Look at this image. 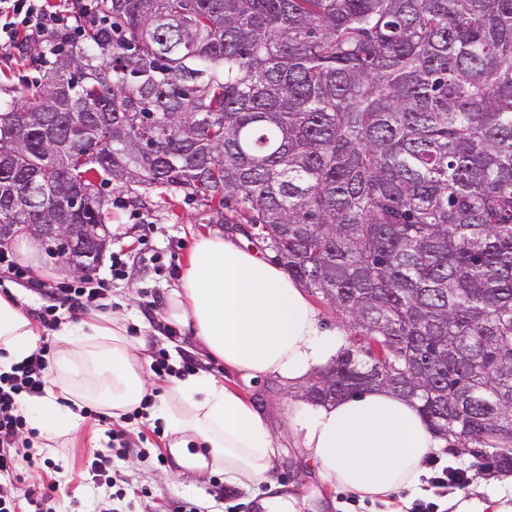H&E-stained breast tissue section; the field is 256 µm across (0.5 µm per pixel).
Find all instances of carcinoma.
<instances>
[{
    "label": "carcinoma",
    "instance_id": "carcinoma-1",
    "mask_svg": "<svg viewBox=\"0 0 512 512\" xmlns=\"http://www.w3.org/2000/svg\"><path fill=\"white\" fill-rule=\"evenodd\" d=\"M56 41L0 103V240L109 184L233 201L359 336L308 402L370 368L512 471V0H98Z\"/></svg>",
    "mask_w": 512,
    "mask_h": 512
}]
</instances>
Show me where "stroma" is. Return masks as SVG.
I'll list each match as a JSON object with an SVG mask.
<instances>
[{"label": "stroma", "instance_id": "obj_1", "mask_svg": "<svg viewBox=\"0 0 512 512\" xmlns=\"http://www.w3.org/2000/svg\"><path fill=\"white\" fill-rule=\"evenodd\" d=\"M53 59L44 44L34 42L0 54V99H11L14 89L45 82ZM105 191L112 199L105 224L107 247L95 275L108 280L106 300L111 310L126 314L129 335L148 337L147 359L161 351L175 365L191 358L197 370L237 389L263 414L279 451L274 483L282 494L294 497L296 512H387L382 502L331 487L299 448L295 419L304 402L296 388L276 377L247 378L225 370L223 363L165 321L167 295L199 237L231 235L268 260L273 251L234 231L238 216L231 209L207 205L174 188L128 184L109 185ZM116 257L123 260L125 272L114 277L110 266ZM83 423L77 437L39 449V457L51 459L53 468L22 470L24 486L57 484L56 512H263L260 503L271 495L269 484L236 487L219 470L182 475L169 461L162 422L145 416L127 420L124 440L115 445L109 442V423L91 417ZM105 449L112 452L111 484L77 482L76 474L87 473L94 452ZM446 467L462 471L465 479L442 494L432 481ZM489 484V478L474 477L470 460L441 448L428 461L419 492H402L399 507L411 512L416 504L429 503L433 512H455L464 502H487Z\"/></svg>", "mask_w": 512, "mask_h": 512}]
</instances>
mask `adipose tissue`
I'll use <instances>...</instances> for the list:
<instances>
[{
	"label": "adipose tissue",
	"mask_w": 512,
	"mask_h": 512,
	"mask_svg": "<svg viewBox=\"0 0 512 512\" xmlns=\"http://www.w3.org/2000/svg\"><path fill=\"white\" fill-rule=\"evenodd\" d=\"M164 313L212 358L248 378L305 382L346 345L343 332L322 323L287 270L221 236L195 242ZM126 322L123 313L99 311L61 322L52 388L21 400L42 445L77 436L80 407L108 408L117 420L151 394L141 361L148 342L128 336ZM40 334L13 296L0 294V368L28 357ZM159 399L148 415L165 425L171 450L194 443L211 451V460L189 461V472L213 464L233 484L272 481L273 438L235 389L206 374L190 375L162 385ZM299 431L332 486L384 503L416 489L429 456L445 445L416 402L377 387L310 408Z\"/></svg>",
	"instance_id": "1"
}]
</instances>
